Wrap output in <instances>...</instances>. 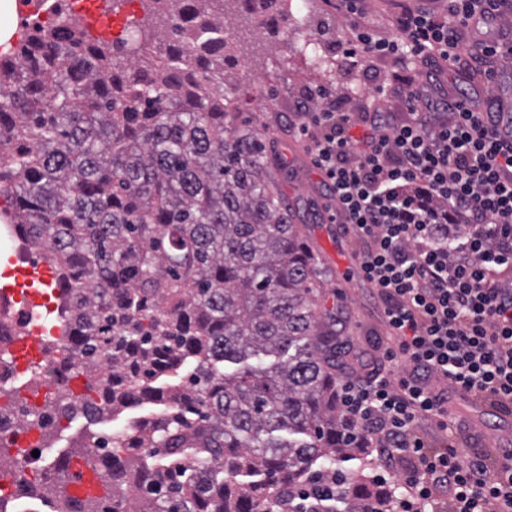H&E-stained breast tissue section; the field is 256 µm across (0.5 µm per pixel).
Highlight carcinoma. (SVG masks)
Instances as JSON below:
<instances>
[{"mask_svg":"<svg viewBox=\"0 0 512 512\" xmlns=\"http://www.w3.org/2000/svg\"><path fill=\"white\" fill-rule=\"evenodd\" d=\"M56 0V21L0 53V188L8 224L47 248L67 350L90 372L67 414L94 424L132 405L150 418L90 434L50 467L37 499L89 468L104 493L71 512H281L337 477L313 512H386L392 492L336 469L367 452L336 401L344 365L325 273L304 212L278 184L275 139L238 122L224 63L258 35L256 4L148 0L165 29L92 37ZM112 363L99 376L98 364Z\"/></svg>","mask_w":512,"mask_h":512,"instance_id":"obj_1","label":"carcinoma"}]
</instances>
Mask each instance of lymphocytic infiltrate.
I'll return each mask as SVG.
<instances>
[{
	"label": "lymphocytic infiltrate",
	"mask_w": 512,
	"mask_h": 512,
	"mask_svg": "<svg viewBox=\"0 0 512 512\" xmlns=\"http://www.w3.org/2000/svg\"><path fill=\"white\" fill-rule=\"evenodd\" d=\"M501 0H448L436 14L419 7L397 15V34L379 36L357 0H338L349 18L348 57L395 64L375 88V103L347 112L318 89L297 105L313 163L364 244L366 280L384 302L390 345L368 379L343 382L338 402L370 441L374 480L403 476L394 512H427L437 497L449 512H512V455L490 467L449 447L436 452L416 434L419 422L455 427L452 393L512 402V138L499 132L498 99L440 92L448 69L494 82L512 61V23ZM493 29L480 51L461 36ZM403 101L401 117L385 107ZM432 196L448 221L446 235Z\"/></svg>",
	"instance_id": "obj_1"
}]
</instances>
